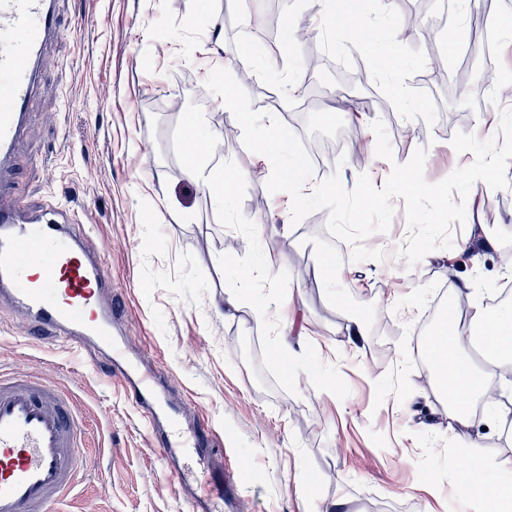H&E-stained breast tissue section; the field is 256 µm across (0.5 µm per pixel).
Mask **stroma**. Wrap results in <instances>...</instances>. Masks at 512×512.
<instances>
[{"instance_id":"35a3bbf8","label":"stroma","mask_w":512,"mask_h":512,"mask_svg":"<svg viewBox=\"0 0 512 512\" xmlns=\"http://www.w3.org/2000/svg\"><path fill=\"white\" fill-rule=\"evenodd\" d=\"M62 38L48 64L15 145L12 194L34 207L79 211L90 242L106 255L112 294L123 314L112 325L137 363L171 383L168 396L184 425L213 437L228 468L239 471L236 512H323L342 495L356 512H471L453 478L469 462L459 427L448 423L449 398L416 348L448 307L512 302V186L476 182L454 246L415 266L397 255L407 224L393 201L387 233L366 239L384 260L355 263L351 248L326 230L327 210L292 224L289 194L269 193L270 162H258L242 138L224 142L221 97L205 80L216 67L248 72L244 89L256 110L277 108L282 121L315 151V180L338 174L355 187L368 175L382 187L393 163L427 151L424 175L435 183L469 165L456 133H474L478 118L500 121L512 108V0H468L461 14L440 17L438 0H361L369 31L390 36L399 59L358 51L362 29L344 21L333 41L313 0H55ZM304 28L308 44L283 40ZM327 51L331 62L307 71L302 56ZM458 86L436 76L431 55ZM363 57L368 91L348 71ZM405 99H396L393 84ZM199 114L213 135L206 165L243 173L229 208L185 180L183 116ZM382 121L393 161L375 154L370 129ZM277 224L274 236L258 225ZM496 248H463L469 236ZM338 254L325 276L314 270ZM258 270L250 300L271 303L255 320L249 310L224 318L214 308L237 289L234 267ZM465 280L470 288L457 292ZM303 296L296 326L285 334L275 304ZM362 318L360 348L345 337L348 317ZM288 342L290 366L271 361ZM100 354L76 357L65 342L31 334L23 316L0 303V372H31L74 396L91 451L63 512H188L165 463L150 448L146 425L120 383L99 367ZM334 383L327 394L325 383Z\"/></svg>"}]
</instances>
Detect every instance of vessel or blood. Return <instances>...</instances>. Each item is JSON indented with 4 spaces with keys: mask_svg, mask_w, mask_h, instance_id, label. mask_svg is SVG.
Wrapping results in <instances>:
<instances>
[{
    "mask_svg": "<svg viewBox=\"0 0 512 512\" xmlns=\"http://www.w3.org/2000/svg\"><path fill=\"white\" fill-rule=\"evenodd\" d=\"M54 0H0V164L9 162L31 103L44 47L60 37ZM105 254L93 249L76 216L53 205L34 209L0 199V298L30 328L65 337L74 348L107 351L125 394L144 418L149 440L172 463L179 497L189 483L176 464L215 461L206 484L212 512L235 505L237 487L212 439L185 428L175 408H162L161 375L134 366L112 334L120 307L104 273ZM74 401L30 373L0 374V512H51L77 486L87 450Z\"/></svg>",
    "mask_w": 512,
    "mask_h": 512,
    "instance_id": "1",
    "label": "vessel or blood"
}]
</instances>
